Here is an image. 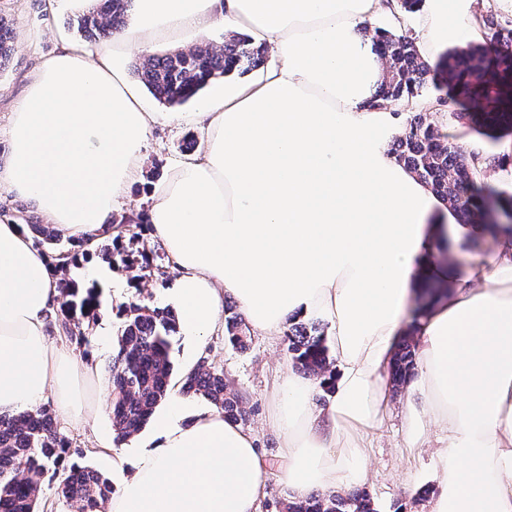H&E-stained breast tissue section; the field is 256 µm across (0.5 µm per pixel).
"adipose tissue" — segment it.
Instances as JSON below:
<instances>
[{
	"mask_svg": "<svg viewBox=\"0 0 512 512\" xmlns=\"http://www.w3.org/2000/svg\"><path fill=\"white\" fill-rule=\"evenodd\" d=\"M477 0H425L418 51L482 36ZM383 0H135L109 45L60 38L32 74L8 125L0 186L25 198L64 238L90 239L137 178L154 117L118 62L221 25L270 38L278 64L254 83L211 84L191 116L201 152L172 168L147 215L177 277L165 301L204 343L232 295L251 327L329 320L330 375H288L271 419L290 496L367 481L366 449L389 406L387 370L413 289L448 287L416 326L426 427L408 447L435 451L429 512H512V232L452 275L445 240L465 226L384 147L389 116L368 109L381 64L361 24ZM59 276L24 225L0 223V414L53 395L65 421L88 424L84 386L97 366L57 348L49 318ZM327 390L326 406L313 396ZM108 512H258L269 461L252 431L214 407L171 399Z\"/></svg>",
	"mask_w": 512,
	"mask_h": 512,
	"instance_id": "ef3b65f1",
	"label": "adipose tissue"
}]
</instances>
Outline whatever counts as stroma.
I'll use <instances>...</instances> for the list:
<instances>
[{
    "label": "stroma",
    "instance_id": "1",
    "mask_svg": "<svg viewBox=\"0 0 512 512\" xmlns=\"http://www.w3.org/2000/svg\"><path fill=\"white\" fill-rule=\"evenodd\" d=\"M0 18L13 30V51L9 65L0 70V162L9 153L8 123L12 107L24 93L39 60L54 50L59 34L75 36V13L62 11L48 16L42 9V0H0ZM443 54L427 59V74L418 96L387 107L391 115L389 135H396L416 113L426 115L442 133L452 135L455 143L466 151L489 155L502 152L501 143L491 142L461 122L455 114L458 105L446 96L448 76L442 67ZM150 106L158 114L144 150L149 164L142 178L130 185L127 194L114 207L112 221L134 217L148 212L153 192L168 174L172 165L187 157L190 140L200 139L198 127L174 120L173 112H192L195 102L170 106L158 99H150ZM85 270L93 271L94 280L102 287L101 308L89 328V347L83 348L66 337L53 335V342L75 358L92 356L98 366L100 384L90 387L87 401L96 403L97 412L90 424L82 427L62 426L61 431L71 442L72 460L89 464L112 483H120L127 467L118 457L119 443L112 430V383L109 365L118 336L121 334L122 309L130 302L142 300L149 306H162L166 284L172 283L175 269H167L163 278L143 281L141 291L119 288L120 280L129 273L120 262H109L96 255L85 263ZM286 336L270 338L252 335L247 349L233 347L223 331H216L204 345H197L191 337L178 335L172 346L173 379L181 381L188 366L206 361L211 369L222 372L225 380L241 396L248 413L246 425L257 436V446L271 464L267 478V495L261 501L259 512H281L288 491L279 479V447L277 432L267 420L272 403L273 387L282 377L293 372ZM412 399L406 391L393 396L385 426L376 436L368 451L370 474L362 491L373 501L377 512H428V492L434 484L429 478L433 468L431 453L407 447L405 440L412 427Z\"/></svg>",
    "mask_w": 512,
    "mask_h": 512
}]
</instances>
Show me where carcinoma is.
Segmentation results:
<instances>
[{
    "label": "carcinoma",
    "mask_w": 512,
    "mask_h": 512,
    "mask_svg": "<svg viewBox=\"0 0 512 512\" xmlns=\"http://www.w3.org/2000/svg\"><path fill=\"white\" fill-rule=\"evenodd\" d=\"M132 9L133 0H98L78 16L77 30L90 40L109 37L126 26ZM372 46L384 69L371 106L416 97L426 68L415 43L403 35L377 30ZM264 53V44L247 34L234 33L224 36L220 49L201 43L147 55L139 62L137 73L160 101L180 105L219 77L260 67ZM445 66L458 97L490 104L484 112L463 113L470 126L493 141L511 136L512 32L466 50L448 52ZM390 154L424 181L463 224L485 222L492 206L503 213L512 210V194L477 186L473 168L451 136L440 133L421 115L402 127ZM31 229L41 235L37 244L50 246V263L64 276L58 331L84 346L89 343L84 325L95 318L101 301L98 285L83 281L77 270L102 249L101 242L63 240L38 224ZM148 231L144 218L128 217L103 232L125 269L139 282L162 268V256L144 242ZM438 294L436 288L422 290L413 322H418ZM225 329L233 346L246 348L250 332L242 318L229 317ZM178 333L172 310L136 301L126 306L111 365L116 442L138 434L166 398L173 375L172 341ZM286 338L295 367L319 376L328 372L329 348L319 327L293 322ZM414 357L412 345L401 341L391 365L395 386L405 383ZM183 389L205 397L227 419L245 418L238 395L228 390L222 373L200 364L185 375ZM69 448L70 441L57 429L46 406L16 415L0 414V512H36L41 483L48 474L58 480L68 512H104L115 491L112 481L89 465L68 460ZM283 512H374V507L365 495L329 494L290 501L283 505Z\"/></svg>",
    "instance_id": "carcinoma-1"
}]
</instances>
